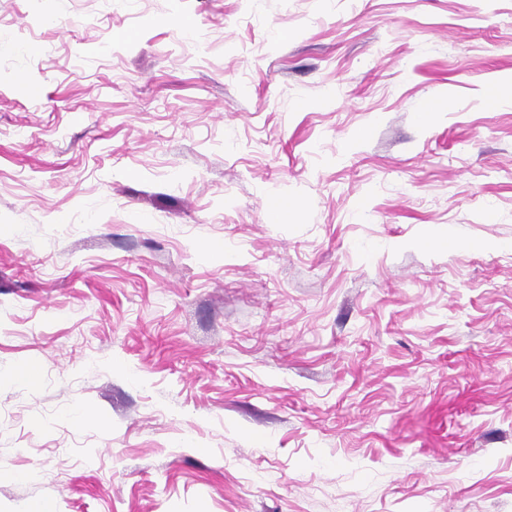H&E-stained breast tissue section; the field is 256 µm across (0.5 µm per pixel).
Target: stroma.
<instances>
[{
	"label": "stroma",
	"instance_id": "1",
	"mask_svg": "<svg viewBox=\"0 0 512 512\" xmlns=\"http://www.w3.org/2000/svg\"><path fill=\"white\" fill-rule=\"evenodd\" d=\"M41 499L512 512V0H0V512Z\"/></svg>",
	"mask_w": 512,
	"mask_h": 512
}]
</instances>
